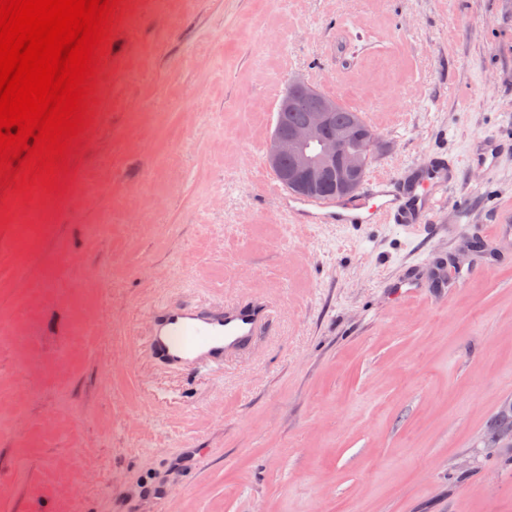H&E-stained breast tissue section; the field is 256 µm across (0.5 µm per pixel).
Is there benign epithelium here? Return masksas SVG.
<instances>
[{
  "label": "benign epithelium",
  "mask_w": 512,
  "mask_h": 512,
  "mask_svg": "<svg viewBox=\"0 0 512 512\" xmlns=\"http://www.w3.org/2000/svg\"><path fill=\"white\" fill-rule=\"evenodd\" d=\"M302 100L309 105L305 122L288 130L275 125L266 143L268 166L297 193H314L333 184L342 193L355 191L380 144L379 132L357 113L349 124L332 127L338 99L301 81L289 84L278 111L289 112Z\"/></svg>",
  "instance_id": "benign-epithelium-1"
}]
</instances>
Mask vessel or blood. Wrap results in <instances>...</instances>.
I'll return each mask as SVG.
<instances>
[{
  "label": "vessel or blood",
  "mask_w": 512,
  "mask_h": 512,
  "mask_svg": "<svg viewBox=\"0 0 512 512\" xmlns=\"http://www.w3.org/2000/svg\"><path fill=\"white\" fill-rule=\"evenodd\" d=\"M456 176L455 162H430L422 167L414 187L376 179L365 191L344 200L300 199L287 210L303 224H401L414 230L429 224ZM263 319V309L253 305L224 311L200 304H169L152 315L151 344L172 365L200 368L249 346Z\"/></svg>",
  "instance_id": "1"
}]
</instances>
